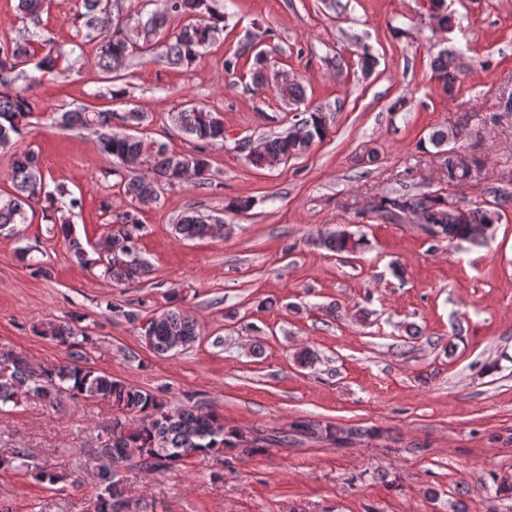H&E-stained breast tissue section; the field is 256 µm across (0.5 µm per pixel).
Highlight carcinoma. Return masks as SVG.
<instances>
[{
  "mask_svg": "<svg viewBox=\"0 0 512 512\" xmlns=\"http://www.w3.org/2000/svg\"><path fill=\"white\" fill-rule=\"evenodd\" d=\"M81 2L83 12L79 18L88 31L103 28L112 8L118 6L114 0ZM17 9L33 24L29 42L49 45L50 40L44 38L39 28L43 0H18ZM172 16L184 19L183 25L167 36L164 44V59L174 67L191 65L222 31L223 15L217 12L212 0H157V9L138 33L132 34L116 25L109 38L97 45L99 65L110 75L108 83L116 82L114 74L123 69L135 50L143 53L152 50L151 37L160 34ZM140 38L143 39L141 44L138 43ZM78 61L77 57L72 59L51 49L35 61L27 46L15 43L5 47L0 43V85L26 83L24 89L0 92L1 150L12 146L13 138L22 136L29 125L36 102L28 95V89L38 83L39 74H63ZM433 70L448 95H453L460 73L454 58L446 54L438 56ZM276 93L284 101L303 100V90L295 82L276 85ZM147 120V113L135 109L114 112L87 106L64 112L55 119L63 130L95 134L99 152L117 165L113 174L122 176L123 204L114 208L110 201L102 203V208L111 213L112 230L106 241V258L99 260L102 276L117 284L135 282L150 272L138 249L145 225L139 218L136 203L143 198L158 197L166 185L188 182L199 187L208 185L207 147L224 144V123L216 113L196 104L174 116L178 130L196 143L191 151L171 153L162 143L114 130L118 125L136 130L145 126ZM327 132L326 112L316 107L303 112L286 134L262 139L263 153L250 154L245 141L236 144L235 150L242 153L251 166L264 169L285 157L306 151L315 141L323 140ZM460 138L462 132L457 128L438 129L430 136L429 143L439 148ZM446 154L448 184L464 185V180L477 167V161L450 149ZM6 176L12 190L0 194V235L16 234L17 226L26 223L27 212L41 205L49 212L48 220L60 225L75 261L87 264V251L73 236L69 220L78 200L62 187L54 192L46 190L38 154L30 149H14L7 160ZM407 210L416 214L418 223L424 225L429 235L450 242H483L493 234V226L499 218L495 209L469 204L465 199L453 204L441 194L384 195L369 204L370 214L391 223ZM213 226L210 216L191 212L181 217L173 229L178 238L195 240L211 235ZM319 245L336 254H352L361 246V239L337 231L320 236ZM44 334L65 342L77 335V331L74 325L59 323L48 325ZM140 336L152 351L164 354L193 346L199 332L194 319L177 308H169L144 320ZM23 397L46 400L53 406L65 400L97 399L110 403L118 415L105 430L101 453L109 460L131 462L149 471L171 468L197 454L237 448L243 441L238 433L224 430V420L208 406L196 404L170 410L154 394L89 366L81 355L69 362L49 365L34 364L14 351L1 355L0 407L16 405ZM4 463L26 469L40 483L53 485L61 479L55 472L31 464V456L25 448L12 449L10 456L0 460V465ZM98 485L93 512H115L114 505L125 496V487L112 478V471L105 465L99 471Z\"/></svg>",
  "mask_w": 512,
  "mask_h": 512,
  "instance_id": "1",
  "label": "carcinoma"
}]
</instances>
